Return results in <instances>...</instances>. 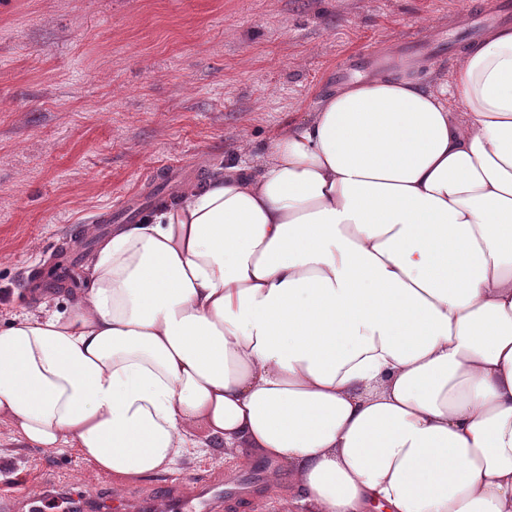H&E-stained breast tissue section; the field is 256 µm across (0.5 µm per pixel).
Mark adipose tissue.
Here are the masks:
<instances>
[{"mask_svg":"<svg viewBox=\"0 0 512 512\" xmlns=\"http://www.w3.org/2000/svg\"><path fill=\"white\" fill-rule=\"evenodd\" d=\"M239 152L0 324V424L120 484L266 458L278 512H512V25Z\"/></svg>","mask_w":512,"mask_h":512,"instance_id":"1","label":"adipose tissue"}]
</instances>
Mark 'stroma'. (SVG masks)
I'll use <instances>...</instances> for the list:
<instances>
[{
  "label": "stroma",
  "instance_id": "35a3bbf8",
  "mask_svg": "<svg viewBox=\"0 0 512 512\" xmlns=\"http://www.w3.org/2000/svg\"><path fill=\"white\" fill-rule=\"evenodd\" d=\"M499 0H0V312L66 311L102 224L220 174L243 139L299 126L367 52L449 81L448 38ZM201 458L115 486L77 450L17 446L0 425V494L137 512L155 490L242 475Z\"/></svg>",
  "mask_w": 512,
  "mask_h": 512
}]
</instances>
